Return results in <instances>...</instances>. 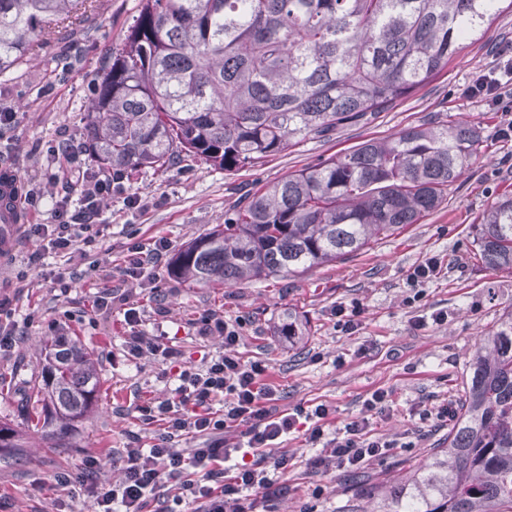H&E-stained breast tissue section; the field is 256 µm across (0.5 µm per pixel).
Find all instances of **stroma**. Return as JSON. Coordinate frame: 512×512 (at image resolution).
I'll return each mask as SVG.
<instances>
[{
  "label": "stroma",
  "mask_w": 512,
  "mask_h": 512,
  "mask_svg": "<svg viewBox=\"0 0 512 512\" xmlns=\"http://www.w3.org/2000/svg\"><path fill=\"white\" fill-rule=\"evenodd\" d=\"M139 6L140 0H93L81 31L52 30L26 64L0 76V110L15 115L0 127V172L16 176L21 194L39 196V205L29 210L33 223H50L62 198L78 199V172L95 167L84 115L103 65L121 50ZM503 41L512 42L510 11L496 18L481 41L452 57L439 78L389 110L330 138L301 141L256 167L227 172L188 158L164 170L133 172L122 192L104 201L93 240L81 253L50 250L39 264H29L37 244L17 227L0 250V298L8 300L15 320H28L29 326L22 344L0 352V424L22 435L25 445L0 461V512H91L90 485L81 478L84 459L105 458L97 480L116 482L122 463L112 450L134 436L151 444L158 432L142 423L137 406L166 395L173 383L162 377L161 362L127 354L120 313L98 314L93 300L106 285L142 306L148 334L173 338L195 359L219 346L199 339L195 324L202 316L217 311L240 322L238 350L244 359L265 361L280 392V409L325 404L338 429L361 412L374 391L388 393L390 413L373 416L369 430L394 447L358 472L311 473L307 461L318 447L308 440L307 424L284 439L288 493L275 501L277 512H366L375 485L441 447L448 423L420 420L418 405L456 403L481 336L512 311V272L483 265L472 244L482 212L498 197L512 195V140L498 136L500 113L466 92L473 74L492 66L494 49ZM436 119L477 124L482 142L476 161L449 188L447 199L420 223L298 277L201 288L172 276L173 253L223 226L243 192ZM58 143L64 153L51 155ZM130 194L138 197L137 207L128 205ZM159 238L168 243L167 255L147 270L144 282L123 281L119 270L129 246ZM429 258L440 262V270L419 284L418 301H410L407 278ZM65 271L76 274L66 295L55 282ZM159 303L165 308L161 317L155 313ZM340 306L362 308L357 332H336L332 312ZM440 311L447 321L431 323V315ZM292 313L309 324L300 345L281 334ZM420 317L426 318L425 327L414 328ZM61 336L77 340L97 358L101 385L95 413L63 437L37 432L25 413L30 387L42 382V350Z\"/></svg>",
  "instance_id": "obj_1"
}]
</instances>
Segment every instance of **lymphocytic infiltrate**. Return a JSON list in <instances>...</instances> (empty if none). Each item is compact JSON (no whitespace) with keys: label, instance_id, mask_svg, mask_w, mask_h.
Masks as SVG:
<instances>
[{"label":"lymphocytic infiltrate","instance_id":"obj_1","mask_svg":"<svg viewBox=\"0 0 512 512\" xmlns=\"http://www.w3.org/2000/svg\"><path fill=\"white\" fill-rule=\"evenodd\" d=\"M497 55L495 66L475 75L469 92L502 113L499 134L512 139V44L500 48ZM66 215L64 206H56L54 225H31L30 236L54 251L91 243L89 225L69 223ZM124 321L128 355L162 362L176 385L166 397L138 405L142 421L158 424L159 432L150 446L134 439L119 449L122 477L93 487L94 512H147L168 480L176 486L174 503L184 506L185 512H273L275 498L288 491L283 478L289 458L284 453L269 456L267 450L303 418L313 422L310 442L322 445L319 455L309 461L316 474L355 471L391 448L390 442L366 436L369 413L382 414L389 407L385 391L373 392L363 414L329 438L325 435L327 405L309 411L300 406L290 412L279 410L278 389L268 379L266 364L244 360L237 350L239 323L216 312L204 316L198 335L220 338L221 345L194 361L169 337L146 335L136 307L125 309ZM239 424L246 427L243 442L228 443L225 431ZM189 438L196 440V447H183V440ZM244 450L252 454L251 463L239 461Z\"/></svg>","mask_w":512,"mask_h":512}]
</instances>
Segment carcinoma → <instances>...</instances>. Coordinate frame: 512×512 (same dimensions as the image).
<instances>
[{
  "label": "carcinoma",
  "instance_id": "obj_1",
  "mask_svg": "<svg viewBox=\"0 0 512 512\" xmlns=\"http://www.w3.org/2000/svg\"><path fill=\"white\" fill-rule=\"evenodd\" d=\"M512 0H140L122 52L85 113L89 150L119 175L185 157L251 168L292 143L378 114L435 79ZM87 0H0V75ZM482 139L467 122L409 127L292 172L196 238L171 273L196 286L297 276L363 250L446 200ZM481 262L512 270V197L473 225ZM28 397L41 428L66 435L98 403V361L76 342L46 346ZM444 448L371 495L385 512H512V311L474 351ZM0 424V449L21 448Z\"/></svg>",
  "mask_w": 512,
  "mask_h": 512
}]
</instances>
